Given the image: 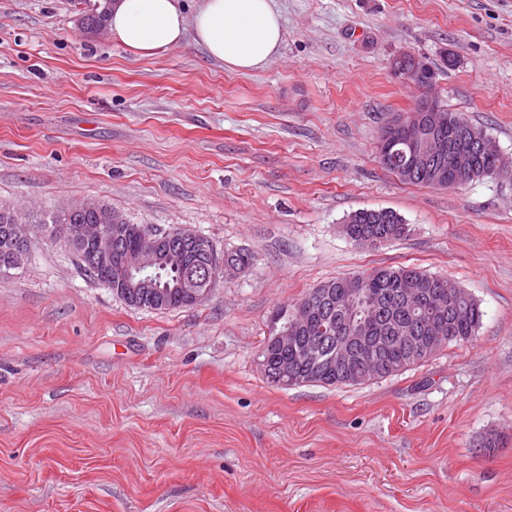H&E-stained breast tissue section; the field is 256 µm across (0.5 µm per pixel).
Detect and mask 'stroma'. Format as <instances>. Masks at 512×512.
Segmentation results:
<instances>
[{"instance_id": "35a3bbf8", "label": "stroma", "mask_w": 512, "mask_h": 512, "mask_svg": "<svg viewBox=\"0 0 512 512\" xmlns=\"http://www.w3.org/2000/svg\"><path fill=\"white\" fill-rule=\"evenodd\" d=\"M278 4L279 55L242 75L190 41L136 57L72 0H0V204L93 198L252 256L155 311L33 238L0 272V512H512V179L405 184L376 156L414 104L390 72L412 52L512 157V0ZM362 209L409 234L355 246ZM381 266L468 291L473 339L362 385L269 383L273 312Z\"/></svg>"}]
</instances>
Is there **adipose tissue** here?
Masks as SVG:
<instances>
[{
  "label": "adipose tissue",
  "instance_id": "ef3b65f1",
  "mask_svg": "<svg viewBox=\"0 0 512 512\" xmlns=\"http://www.w3.org/2000/svg\"><path fill=\"white\" fill-rule=\"evenodd\" d=\"M107 28L112 42L138 57L151 58L190 40L236 73L264 68L283 42L275 0H200L190 16L182 0H112Z\"/></svg>",
  "mask_w": 512,
  "mask_h": 512
}]
</instances>
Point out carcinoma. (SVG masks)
Returning <instances> with one entry per match:
<instances>
[{
    "mask_svg": "<svg viewBox=\"0 0 512 512\" xmlns=\"http://www.w3.org/2000/svg\"><path fill=\"white\" fill-rule=\"evenodd\" d=\"M86 4L89 9L84 11L82 24L89 32H96L106 25L108 4L110 0H76V4ZM451 122L441 130L451 146L459 145L462 134L470 128L458 112H450ZM101 209L120 219L122 224L118 235L123 250H136L141 246L143 226L130 222L124 215L118 214L112 207L99 203ZM42 224L54 238L62 236L70 238L72 224H96L97 212L93 210L73 209L71 211L54 209L44 216L21 218L14 208L0 205V271L9 269L10 258L17 247L11 231L13 224ZM409 232L408 225L395 212L386 209L361 210L350 217L349 222L342 225V233L350 240L375 239L383 242L397 239ZM71 249L78 258L82 269L93 279L104 284L117 294L129 306L151 310H169L188 306L187 295L179 284L184 280H198L197 269L208 261L206 253L196 247L185 251L183 261L177 264L164 262L154 266L146 279V285L140 288H129L125 285L126 274L122 269L120 255L112 256L109 265L91 268L85 261L86 255L96 250V242L86 241L77 246L69 242ZM422 277L428 282V290L435 293L443 289L444 280L409 266L375 268L367 273L356 274L359 290L368 303V315L375 317L369 327V335L375 342L397 335L401 323L413 319L414 309L400 303L399 290L404 281ZM483 312L480 305L471 295H466L455 304H448L439 315L426 314L417 319L420 335L433 345L431 353L438 352L450 343L466 342L475 336L482 321ZM291 334L293 341L282 345L278 337ZM346 334V325L336 309L324 308L312 316H298L296 306L282 307L273 316L270 335L264 338L262 357L267 359L270 375L266 379L282 388L290 387L291 376L301 377L310 384L340 387L347 382L336 377L330 371L326 356L316 359L303 357L302 349L311 343H318L329 349L336 337ZM423 362L421 358L408 359V351L401 345L389 344L382 354L374 356L362 353L356 361L358 373L366 374V369H374V378L382 379L392 376L387 368L403 365V370Z\"/></svg>",
    "mask_w": 512,
    "mask_h": 512,
    "instance_id": "carcinoma-1",
    "label": "carcinoma"
}]
</instances>
